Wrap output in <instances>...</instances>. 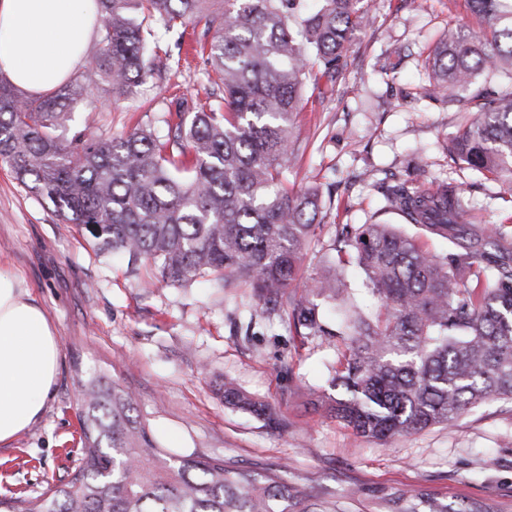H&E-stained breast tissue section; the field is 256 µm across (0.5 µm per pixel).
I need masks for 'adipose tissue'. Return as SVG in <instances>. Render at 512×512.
Listing matches in <instances>:
<instances>
[{
  "label": "adipose tissue",
  "instance_id": "obj_1",
  "mask_svg": "<svg viewBox=\"0 0 512 512\" xmlns=\"http://www.w3.org/2000/svg\"><path fill=\"white\" fill-rule=\"evenodd\" d=\"M94 0H0V75L35 95L83 64ZM60 338L18 273L0 266V444L41 416L56 383Z\"/></svg>",
  "mask_w": 512,
  "mask_h": 512
}]
</instances>
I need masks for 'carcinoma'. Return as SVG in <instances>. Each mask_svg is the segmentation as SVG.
Masks as SVG:
<instances>
[{"instance_id": "carcinoma-1", "label": "carcinoma", "mask_w": 512, "mask_h": 512, "mask_svg": "<svg viewBox=\"0 0 512 512\" xmlns=\"http://www.w3.org/2000/svg\"><path fill=\"white\" fill-rule=\"evenodd\" d=\"M95 0L97 64L46 96L25 97L0 77V162L98 251L142 260L155 278L181 286L210 276L222 288L239 281L269 304L287 300L297 336H339L346 352L332 386L331 417L384 443L434 425H452L468 409L512 400V242L498 229L467 226L461 187L385 188V209L423 233L448 240L442 257L390 224H344L327 245L324 270L305 275L308 252L323 241L326 209L314 186L285 187L295 153L292 120L307 84L342 70L363 0ZM491 38L450 29L433 55L434 89L453 96L487 71L512 79V0H467ZM204 25L200 45L207 82L223 89L201 103L182 95L159 122L116 137L56 135L64 108L107 86L115 100L163 79L157 64L170 33ZM475 118L449 146L467 168L512 184V91H475L463 100ZM175 113L179 122L168 115ZM355 260L382 310L354 305L344 273ZM337 305L332 329L319 301ZM224 404L266 413L233 379ZM81 459L71 479L34 498L0 499V512H336L292 491L276 473L232 470L221 457L179 455L133 415L131 392L98 376L79 378Z\"/></svg>"}]
</instances>
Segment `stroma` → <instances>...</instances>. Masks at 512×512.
<instances>
[{
    "mask_svg": "<svg viewBox=\"0 0 512 512\" xmlns=\"http://www.w3.org/2000/svg\"><path fill=\"white\" fill-rule=\"evenodd\" d=\"M451 27L486 29L466 0H369L333 90L306 88L288 185L315 186L330 199L322 240L341 224L404 228L383 198L385 186L404 179L461 185L472 227L512 233V185L455 164L448 152L473 120L431 87L428 59ZM162 48L163 81L119 101L94 91L71 107L58 129L63 142L83 129L117 135L149 122L176 95L206 99L204 59L172 38ZM0 264L20 272L61 344L42 417L0 446V498L36 497L68 480L80 454L83 372L132 392L136 416L164 447L282 474L310 500L335 501L336 512H512V401L478 405L453 426L390 445L361 437L308 394L330 393L340 340L289 333L282 302L250 317L251 293L239 282L153 283L149 266L97 251L2 164ZM228 375L267 415L225 406L218 387Z\"/></svg>",
    "mask_w": 512,
    "mask_h": 512,
    "instance_id": "stroma-1",
    "label": "stroma"
}]
</instances>
